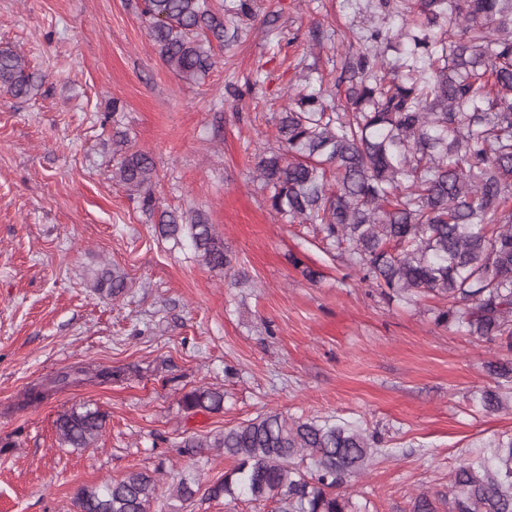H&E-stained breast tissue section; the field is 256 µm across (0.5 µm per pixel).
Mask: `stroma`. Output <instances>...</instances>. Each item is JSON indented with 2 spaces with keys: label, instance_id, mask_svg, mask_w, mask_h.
Returning <instances> with one entry per match:
<instances>
[{
  "label": "stroma",
  "instance_id": "1",
  "mask_svg": "<svg viewBox=\"0 0 512 512\" xmlns=\"http://www.w3.org/2000/svg\"><path fill=\"white\" fill-rule=\"evenodd\" d=\"M368 2L254 0L250 32L186 84L161 61L140 0H0V48L43 78L27 101L0 92V512H73L80 488L133 469L207 488L234 461L215 448L183 454L182 438L270 410L381 434L385 454L344 490L362 512H411L419 491H447L480 441L512 431V410L473 402L492 383L498 343L436 325L431 300L410 306L361 283L300 225L274 220L248 178L300 67L333 88ZM271 15L285 43L267 38ZM247 76L258 83L237 111L231 92ZM118 131L152 156L160 207L216 226L230 269L157 237L112 178ZM103 267L124 273L120 299L88 288ZM77 367L127 375L18 408L26 389ZM201 384L223 390V410H183ZM81 403L107 415L86 450L62 445L55 428ZM152 512L255 508L165 492Z\"/></svg>",
  "mask_w": 512,
  "mask_h": 512
}]
</instances>
